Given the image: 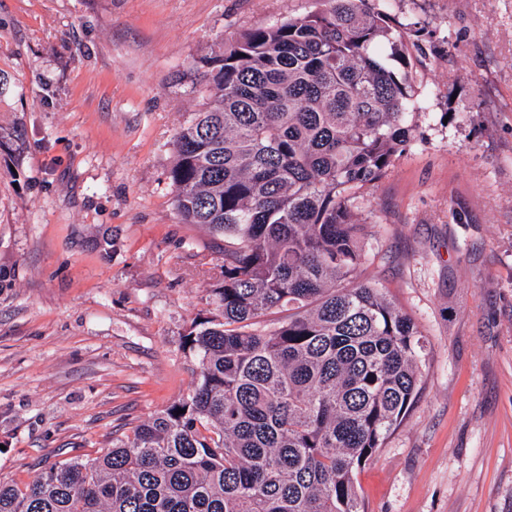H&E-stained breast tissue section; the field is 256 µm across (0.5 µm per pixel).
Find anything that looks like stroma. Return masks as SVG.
<instances>
[{"label":"stroma","instance_id":"35a3bbf8","mask_svg":"<svg viewBox=\"0 0 512 512\" xmlns=\"http://www.w3.org/2000/svg\"><path fill=\"white\" fill-rule=\"evenodd\" d=\"M422 104L355 212L362 281L426 342L366 512H512V0H384ZM323 0H0V481L96 456L192 389L222 243L175 142L212 58Z\"/></svg>","mask_w":512,"mask_h":512}]
</instances>
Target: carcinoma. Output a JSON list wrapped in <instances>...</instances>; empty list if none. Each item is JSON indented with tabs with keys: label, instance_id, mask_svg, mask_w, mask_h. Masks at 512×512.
Listing matches in <instances>:
<instances>
[{
	"label": "carcinoma",
	"instance_id": "cac0c4a2",
	"mask_svg": "<svg viewBox=\"0 0 512 512\" xmlns=\"http://www.w3.org/2000/svg\"><path fill=\"white\" fill-rule=\"evenodd\" d=\"M405 49L370 0H325L212 60L170 170L183 222L224 242L215 314L182 336L196 382L97 456L0 482V512H366L358 471L416 400L426 350L355 281L353 202L412 131Z\"/></svg>",
	"mask_w": 512,
	"mask_h": 512
}]
</instances>
